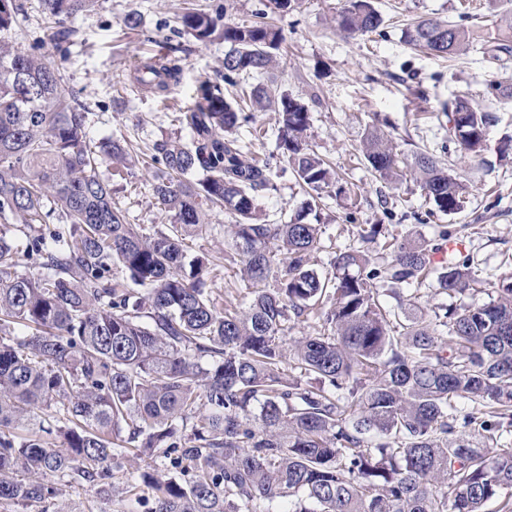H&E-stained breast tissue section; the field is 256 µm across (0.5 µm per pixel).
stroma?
I'll return each mask as SVG.
<instances>
[{
	"mask_svg": "<svg viewBox=\"0 0 512 512\" xmlns=\"http://www.w3.org/2000/svg\"><path fill=\"white\" fill-rule=\"evenodd\" d=\"M23 2L26 12L8 40L57 69L61 90L83 112L93 142L130 147L127 166L113 165L104 154L96 172L111 185L113 202L140 232L154 234L172 221L154 198L163 168L150 159L153 147L171 138L190 140V131L177 116L191 105L198 83L215 78L224 61L222 31L209 40H196L183 28L181 17L220 4L224 23L250 21L263 12L282 29L285 41L272 78L282 90L308 102L310 148L352 186L347 197L321 194L322 238L328 247L310 260L319 274L331 271L332 245H359L360 231L373 224L398 236L433 242L440 227H447L462 245L458 260H470L485 282L512 273V158H502L497 150L502 139L512 137V98L486 93L490 83L512 88V57L492 63L476 46L458 58L437 60L402 40L406 24L427 17L461 21L477 36H490L496 23L512 19V0H372L384 18L383 31L364 37L337 32L336 15L345 0H294L290 10L271 14L266 11L268 0H98L91 10L62 25L68 47L64 56L49 39L51 30L39 0ZM130 14L138 17L137 28L126 26ZM169 41L181 43L188 54L180 81L156 94L134 82L133 73ZM464 92L491 115L488 147L476 158L450 148L448 160L469 189L458 213L434 215L413 178L393 183L380 179L360 145L367 130L377 127L405 155L440 153L449 136L447 108ZM277 130L275 112H257L239 135L252 152L270 159V185L257 198L261 212L285 220L300 209L307 194L277 150ZM206 214L212 230L191 241L190 252L208 255L217 264L220 277L214 295L219 304L244 311L250 294L239 257L229 245L235 217L216 207L207 208ZM138 493L142 504L137 508L123 497L103 499L89 485L64 488L60 500L72 512H145L156 490L143 485Z\"/></svg>",
	"mask_w": 512,
	"mask_h": 512,
	"instance_id": "stroma-1",
	"label": "stroma"
}]
</instances>
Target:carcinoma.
Returning a JSON list of instances; mask_svg holds the SVG:
<instances>
[{
	"label": "carcinoma",
	"instance_id": "cac0c4a2",
	"mask_svg": "<svg viewBox=\"0 0 512 512\" xmlns=\"http://www.w3.org/2000/svg\"><path fill=\"white\" fill-rule=\"evenodd\" d=\"M96 2L41 5L59 26ZM16 11L15 0H0V33ZM217 21L206 12L182 17L198 41ZM382 24L371 0H347L336 19L349 37ZM402 39L451 58L475 33L430 18ZM283 41L267 22L224 25L223 70L200 82L180 115L191 141L166 140L151 156L168 174L154 186L156 204L174 223L146 237L96 174L98 154L123 164L124 149L86 140L84 114L62 95L57 70L0 38V215L35 231L20 249L0 228V332L31 330L0 339V505L52 503L61 488L47 475L96 484L110 498L122 459L160 450L176 476L125 475L130 494L157 482L148 512H273L280 499L289 512H487L492 501L512 512V447L501 446L512 432V276L493 284L496 299L481 301L483 280L467 262L435 265L426 240L406 237L385 242L386 265L338 247L332 275L321 276L310 265L321 248V226L308 220L316 197L285 224L260 217L256 193L269 186L270 163L247 157L233 136L246 117L222 85L268 73ZM483 46L491 62L511 55L512 23ZM182 61L173 47L136 80L163 92L179 82ZM248 101L277 112L278 149L304 186L348 193L308 147L301 99L259 81ZM448 117L459 150L480 156L489 113L459 97ZM362 153L384 180L419 176L436 211L461 209L467 184L436 156L407 157L376 127ZM205 203L237 218L231 246L252 288L242 314L217 307V265L184 249L207 232ZM55 213L59 223H47ZM21 256L38 272L18 270ZM424 285L472 300L442 304L431 317L418 306ZM403 295L399 310L385 304ZM311 318L315 334L288 337ZM58 436L65 447H53Z\"/></svg>",
	"mask_w": 512,
	"mask_h": 512
}]
</instances>
